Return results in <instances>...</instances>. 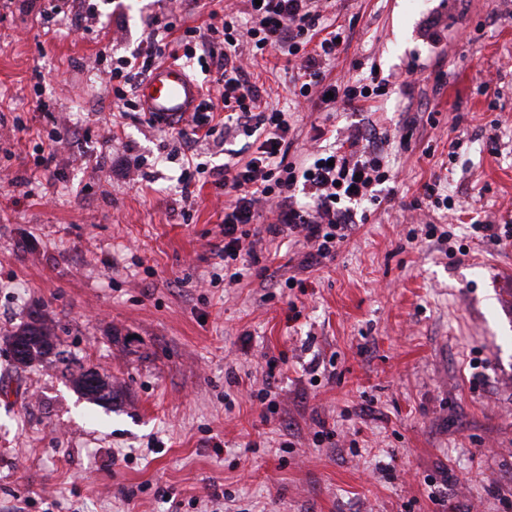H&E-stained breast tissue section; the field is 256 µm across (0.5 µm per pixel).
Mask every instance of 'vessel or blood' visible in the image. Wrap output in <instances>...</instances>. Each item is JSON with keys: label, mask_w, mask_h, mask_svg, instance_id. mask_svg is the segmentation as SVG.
Here are the masks:
<instances>
[{"label": "vessel or blood", "mask_w": 512, "mask_h": 512, "mask_svg": "<svg viewBox=\"0 0 512 512\" xmlns=\"http://www.w3.org/2000/svg\"><path fill=\"white\" fill-rule=\"evenodd\" d=\"M203 91L184 66L165 62L155 66L139 84L140 104L155 124L167 127L192 116L198 109Z\"/></svg>", "instance_id": "1"}]
</instances>
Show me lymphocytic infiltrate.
<instances>
[{
    "instance_id": "1",
    "label": "lymphocytic infiltrate",
    "mask_w": 512,
    "mask_h": 512,
    "mask_svg": "<svg viewBox=\"0 0 512 512\" xmlns=\"http://www.w3.org/2000/svg\"><path fill=\"white\" fill-rule=\"evenodd\" d=\"M235 9L224 5L222 27L179 28L176 21L152 30L136 49L115 56L111 78L115 97L124 107L139 111L136 86L163 56L167 39L183 30V56L211 78L215 98L205 99L193 117L196 128L208 127L213 113L224 115V134L251 138L247 162H225L215 171L214 183L223 190L224 280L240 281L257 265L254 238L258 219L267 232L302 241L307 251L300 262L309 269L334 259L336 250L357 222V209L377 202L381 188L394 176L386 162L389 131L376 124L352 125L340 146L325 152L315 147L289 158L293 116L313 100L325 109L364 110L367 103L389 92L387 80L368 78L340 84L326 82L324 66L340 49L336 31L321 32L319 0H242ZM247 14L239 24V14ZM284 49L296 59L293 107L267 105L249 69L266 51Z\"/></svg>"
}]
</instances>
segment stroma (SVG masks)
<instances>
[{
    "instance_id": "1",
    "label": "stroma",
    "mask_w": 512,
    "mask_h": 512,
    "mask_svg": "<svg viewBox=\"0 0 512 512\" xmlns=\"http://www.w3.org/2000/svg\"><path fill=\"white\" fill-rule=\"evenodd\" d=\"M87 1L91 33L0 0V512H512V239L471 233L512 225V0H328L349 40L327 81L374 66L394 93L362 114L305 109L293 148L368 118L409 139L388 150L397 194L304 272L303 244L264 234L274 278L230 287L221 189L198 175L184 204L177 130L117 118L103 75L151 18L203 28L219 4L69 7ZM252 73L289 106L287 54ZM437 174L450 209H405ZM427 224L455 235L408 240ZM36 315L63 356L17 365L10 336ZM83 367L112 405L74 389ZM268 382L274 408L246 398Z\"/></svg>"
}]
</instances>
